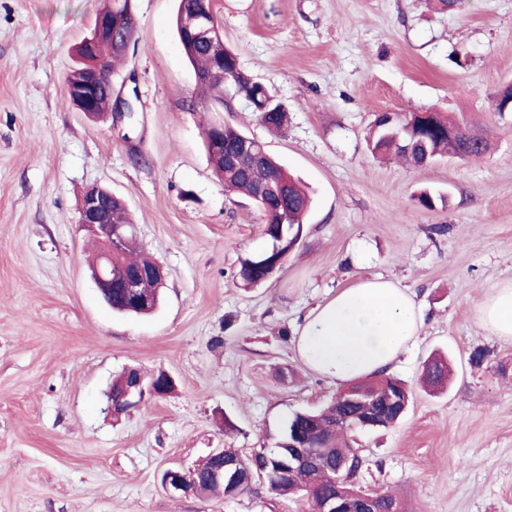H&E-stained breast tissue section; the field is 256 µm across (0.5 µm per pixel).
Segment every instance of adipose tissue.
<instances>
[{
	"label": "adipose tissue",
	"instance_id": "ef3b65f1",
	"mask_svg": "<svg viewBox=\"0 0 512 512\" xmlns=\"http://www.w3.org/2000/svg\"><path fill=\"white\" fill-rule=\"evenodd\" d=\"M476 318L491 334L512 338V284L488 293ZM422 328L405 290L362 277L304 316L295 350L311 370L343 384L387 370Z\"/></svg>",
	"mask_w": 512,
	"mask_h": 512
}]
</instances>
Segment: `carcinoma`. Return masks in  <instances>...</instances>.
I'll return each mask as SVG.
<instances>
[{
	"instance_id": "cac0c4a2",
	"label": "carcinoma",
	"mask_w": 512,
	"mask_h": 512,
	"mask_svg": "<svg viewBox=\"0 0 512 512\" xmlns=\"http://www.w3.org/2000/svg\"><path fill=\"white\" fill-rule=\"evenodd\" d=\"M207 10L212 17L214 28H219V9L217 0H178L175 24L177 32H182V19L192 10ZM183 50L194 67L195 75L201 77L197 81L200 95L213 100H219L224 92H233L251 99L254 102L253 111L259 115L260 121L272 130L282 129L288 122V110L280 101L271 106L266 103L274 96L273 91L265 84L254 80L239 67L237 56L229 49H224V64L214 61V54L207 46L195 42L187 35L181 36ZM79 64L67 78V85L73 87L79 84L89 69L88 63L102 65L107 72L115 69L117 62L124 54L113 49V44L102 43L97 47V54L86 53L85 43H80L77 50ZM444 118L434 122L433 128L427 135L415 138L412 148H407L403 138L396 137L398 126L387 121H376L377 132L369 141L372 154L395 153L414 166L423 165L426 156H445L457 152L462 146L466 147L468 157H479L488 150L486 137L476 135L463 127V143L448 140V122ZM224 149L213 148L215 132L213 128L206 131V149L213 165V171L218 180L224 184L226 192H240L249 197L266 217L264 234L269 242L265 255L271 264L266 267L257 266L253 256L244 258L238 270V277L247 287H258L273 277V264L280 255L273 252L279 225L276 224V213L288 212V227L301 229L311 206V195L308 188L298 179L291 176L275 156L268 153L262 161L247 170L236 169L227 161V153L243 137L245 133L230 126H223ZM271 180L283 183L286 195L283 197L261 196L259 187ZM136 234L127 235L121 260L130 268L145 272L153 270L157 262L145 256L134 255ZM163 285L158 280L146 278L140 288L141 296L149 301L147 305L134 306L122 298L118 292L112 293V309L128 315H143L155 309L160 300ZM140 370L130 368L124 371L112 384V394L120 396L128 387L138 382ZM426 382L439 385L448 380L447 366L444 360L436 359L424 366ZM367 390L365 409L375 407L388 395L402 396L408 393L400 380L380 374L372 380L360 383ZM336 404H331L322 411H304L295 414L288 422L276 446L261 448L249 454H244L236 448L225 449L224 457L210 456L189 473V478L197 494L221 490L224 497L232 498L250 491L248 483H257L260 472L277 471L281 457L288 448V442L295 440L300 434L308 449L319 459V464L313 468H304L294 473L276 479L272 476L265 479L266 490L275 496L289 494L301 495L307 498L310 506L319 507L327 497L340 493L351 494L360 492L358 472L341 467V464L355 456L351 446V432L357 429L354 420H348L335 425ZM224 470L226 477L220 481L215 477L218 470Z\"/></svg>"
}]
</instances>
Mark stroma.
Masks as SVG:
<instances>
[{"label":"stroma","mask_w":512,"mask_h":512,"mask_svg":"<svg viewBox=\"0 0 512 512\" xmlns=\"http://www.w3.org/2000/svg\"><path fill=\"white\" fill-rule=\"evenodd\" d=\"M101 0H0V512H308L258 486L233 499L173 495L166 470L219 448L274 447L289 419L339 385L294 351L298 325L357 278L406 288L423 318L394 363L412 396L395 426L353 434L362 487L406 512H512V339L476 308L512 282V0H219L226 48L288 108L269 131L241 96L199 98L177 0H134L139 41L112 75L131 117L90 118L66 101L76 49ZM444 112L490 141L476 159L375 160L382 112ZM240 127L313 191L295 248L246 288L243 258L267 247L264 217L225 192L208 124ZM92 185L121 196L138 241L166 272L160 306L112 312L87 266L79 222ZM444 195L436 209L416 194ZM448 387L421 388L433 355ZM169 375L120 416L123 370Z\"/></svg>","instance_id":"obj_1"}]
</instances>
